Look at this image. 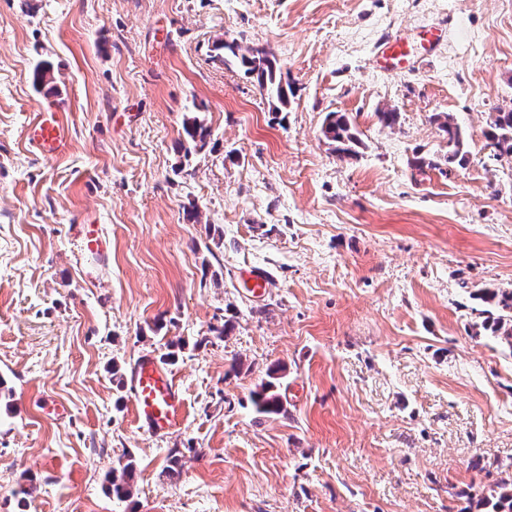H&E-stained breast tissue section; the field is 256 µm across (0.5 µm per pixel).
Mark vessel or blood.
I'll list each match as a JSON object with an SVG mask.
<instances>
[{"mask_svg":"<svg viewBox=\"0 0 512 512\" xmlns=\"http://www.w3.org/2000/svg\"><path fill=\"white\" fill-rule=\"evenodd\" d=\"M445 34V29L429 26L387 37L374 55V65L384 72L408 71L418 59L433 54ZM27 140L43 157L62 155L70 141L68 109L57 103L43 107L28 125ZM75 239L83 252L98 257L106 253V238L98 225H77ZM131 393L139 421L153 435H168L178 426L184 404L182 393L153 355H142L136 361Z\"/></svg>","mask_w":512,"mask_h":512,"instance_id":"1","label":"vessel or blood"}]
</instances>
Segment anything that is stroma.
Masks as SVG:
<instances>
[{
	"label": "stroma",
	"mask_w": 512,
	"mask_h": 512,
	"mask_svg": "<svg viewBox=\"0 0 512 512\" xmlns=\"http://www.w3.org/2000/svg\"><path fill=\"white\" fill-rule=\"evenodd\" d=\"M431 24L434 55L375 68L383 39ZM223 40L274 55L285 109L218 59ZM52 100L71 136L46 159L26 124ZM509 110L512 0H0V512L480 499L512 460V349L474 297L512 288V158L485 138ZM331 112L356 157L324 137ZM187 117L208 129L188 153ZM78 224L101 226L106 260L76 250ZM170 352L183 422L157 437L129 377ZM267 382L280 414L251 403ZM130 461L120 501L106 475ZM322 132L326 139L336 143V153L340 157L356 155L353 147L360 144V138L356 128L344 114L329 113L325 119ZM439 129L447 141L448 154L445 162L448 164L458 163L462 166L465 162V134L459 125L452 123L449 117L444 116V121L439 122Z\"/></svg>",
	"instance_id": "obj_1"
}]
</instances>
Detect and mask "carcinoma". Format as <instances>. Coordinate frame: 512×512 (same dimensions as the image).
Returning a JSON list of instances; mask_svg holds the SVG:
<instances>
[{"mask_svg": "<svg viewBox=\"0 0 512 512\" xmlns=\"http://www.w3.org/2000/svg\"><path fill=\"white\" fill-rule=\"evenodd\" d=\"M216 49L222 51L221 58L224 63L234 62L251 75L257 86L265 91L270 98L282 106L288 105V92L291 88L283 80L280 66L276 59L265 49L252 48L243 53L234 41H220ZM439 129L447 141L448 154L445 162L448 164L465 162V134L459 125L451 122L449 117L439 123ZM326 139L336 143V153L341 157L356 155L354 147L360 144L356 128L348 117L338 112L327 115L323 128ZM184 141L188 144H197L204 141L208 130L195 117L188 118L183 123ZM489 145L502 155L512 156V111L496 113L490 129L485 133ZM476 297L491 306L484 311L486 319L482 323L485 330L491 331L504 340L512 349V289H482ZM273 385L265 384L253 393L252 401L257 412L262 414H278L282 410L280 397L272 392ZM134 465L126 464L120 474L109 472L106 480L113 497L123 500L130 496V481L133 478ZM484 502L492 506V512H512V474L506 473L496 484V489L484 497Z\"/></svg>", "mask_w": 512, "mask_h": 512, "instance_id": "carcinoma-1", "label": "carcinoma"}]
</instances>
